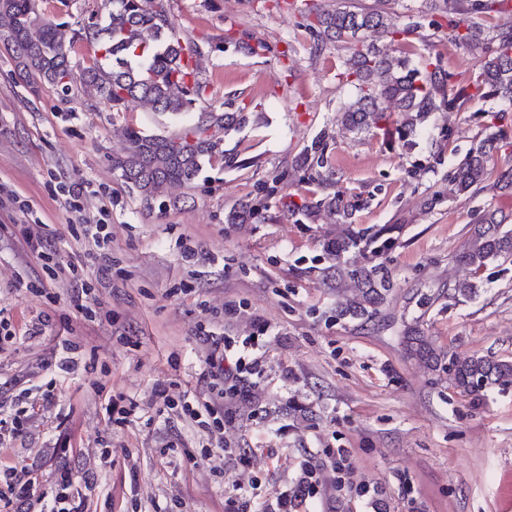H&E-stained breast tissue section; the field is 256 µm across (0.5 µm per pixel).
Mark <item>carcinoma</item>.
I'll return each mask as SVG.
<instances>
[{
	"label": "carcinoma",
	"instance_id": "carcinoma-1",
	"mask_svg": "<svg viewBox=\"0 0 512 512\" xmlns=\"http://www.w3.org/2000/svg\"><path fill=\"white\" fill-rule=\"evenodd\" d=\"M288 16H300L313 36L312 50L341 44L350 50L341 60L340 81L355 90V98L339 113L343 127L362 133L380 126L398 113L399 135L408 142L432 113L462 111L472 100L483 98L512 106V27L484 32L480 22L512 15V0H425L437 15L436 30L482 58L475 77L460 82L430 56L413 65L418 47L411 35L422 28L415 15L406 20L394 11L396 0H375L368 7L344 2L325 10L314 2L273 0ZM107 17L85 31V39L99 46L100 55L87 65L74 61L70 47L79 33H69L63 23L45 18L37 0H0V48L9 56L14 72L30 92L44 84L64 92L76 84L93 86L112 104V111L125 112L131 103L142 110L179 115L205 96L206 85L189 61L198 55L197 45L179 33L164 0H106ZM396 44L401 55L391 56L382 45ZM244 109L220 111L206 106L180 133L149 134L134 124L123 126V147L112 154V171L128 188L138 193L147 207L168 195L173 186H189L202 163L216 155L224 167L239 166L237 156L224 152L222 144L229 131L246 125ZM498 134L478 141L458 162L453 181L461 193H468L487 178V162ZM308 184L321 195L302 205L307 217L327 211L347 225L343 236L323 243V273H336V281L348 279L355 293L339 306V315L369 321L377 317L393 287L386 269L375 258L395 245L387 230L357 229L353 217L357 204L336 189V170L331 162L329 134L319 133L296 160ZM264 206L245 201L229 214L227 223L241 224L261 214ZM474 235L457 255V260L477 272L487 264L512 258V229L503 230L496 213L485 212L477 219ZM368 253V264L350 267L345 254L354 247ZM411 357L425 360L448 375V382L460 394L472 396L497 387H512V361L472 354L460 356L437 350L416 326L404 336Z\"/></svg>",
	"mask_w": 512,
	"mask_h": 512
}]
</instances>
